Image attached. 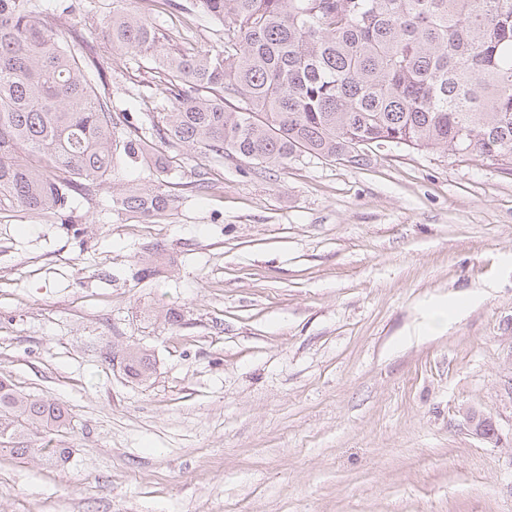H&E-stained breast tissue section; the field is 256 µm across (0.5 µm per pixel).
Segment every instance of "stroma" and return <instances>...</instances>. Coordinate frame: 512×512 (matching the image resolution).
<instances>
[{
    "label": "stroma",
    "mask_w": 512,
    "mask_h": 512,
    "mask_svg": "<svg viewBox=\"0 0 512 512\" xmlns=\"http://www.w3.org/2000/svg\"><path fill=\"white\" fill-rule=\"evenodd\" d=\"M112 2L71 0L59 30L102 54L113 111H162L164 75L107 41ZM155 16L224 45L191 9ZM170 155L69 220L0 215V376L76 424L66 465L0 452V512H512V170L392 145L358 168ZM141 189L177 201L113 205ZM128 347L149 381L106 361ZM112 202L121 210L151 221L170 208L175 203V198L164 193L138 190L122 193L119 196L113 194ZM126 361L125 374L140 382L149 380L154 372L153 360L141 349L129 348Z\"/></svg>",
    "instance_id": "1"
}]
</instances>
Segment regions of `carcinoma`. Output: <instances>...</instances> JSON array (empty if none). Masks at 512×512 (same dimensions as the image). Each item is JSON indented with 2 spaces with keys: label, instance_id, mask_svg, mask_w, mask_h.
Segmentation results:
<instances>
[{
  "label": "carcinoma",
  "instance_id": "obj_1",
  "mask_svg": "<svg viewBox=\"0 0 512 512\" xmlns=\"http://www.w3.org/2000/svg\"><path fill=\"white\" fill-rule=\"evenodd\" d=\"M151 2L106 25L112 47L149 58L174 98L132 120L98 90L94 46L61 38L42 0H0V213L73 212L91 189H111L119 148L162 172L165 152L146 157L154 142L271 171L303 156L357 168L384 145L512 167V0H190L224 29L215 51L176 43ZM112 202L151 221L175 198L138 190ZM154 367L128 349L127 376L144 382ZM71 422L62 404L0 379L1 449L65 463L71 449L25 439Z\"/></svg>",
  "mask_w": 512,
  "mask_h": 512
}]
</instances>
